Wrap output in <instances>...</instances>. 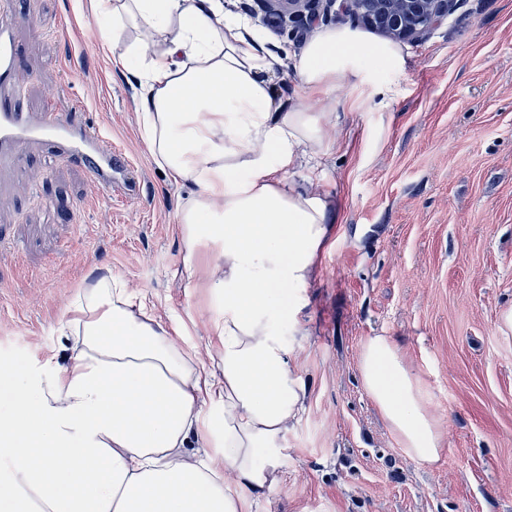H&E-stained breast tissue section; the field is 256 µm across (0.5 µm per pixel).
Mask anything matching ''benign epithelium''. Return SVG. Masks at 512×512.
<instances>
[{"label":"benign epithelium","instance_id":"obj_1","mask_svg":"<svg viewBox=\"0 0 512 512\" xmlns=\"http://www.w3.org/2000/svg\"><path fill=\"white\" fill-rule=\"evenodd\" d=\"M316 0H265L266 15L302 16ZM451 0H341L340 9L397 40L422 39L448 12Z\"/></svg>","mask_w":512,"mask_h":512}]
</instances>
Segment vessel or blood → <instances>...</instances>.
<instances>
[{"label":"vessel or blood","mask_w":512,"mask_h":512,"mask_svg":"<svg viewBox=\"0 0 512 512\" xmlns=\"http://www.w3.org/2000/svg\"><path fill=\"white\" fill-rule=\"evenodd\" d=\"M12 9L13 0H0V161L15 158L22 145L39 144L56 159L82 163L105 193L136 195V186L122 180L128 167L126 154L106 143L98 128L84 120L83 110L63 116L19 107L13 76L22 65V56L12 29L3 22Z\"/></svg>","instance_id":"1"}]
</instances>
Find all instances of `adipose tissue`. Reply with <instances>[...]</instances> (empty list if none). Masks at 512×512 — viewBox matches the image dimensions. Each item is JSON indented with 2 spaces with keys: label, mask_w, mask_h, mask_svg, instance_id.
I'll list each match as a JSON object with an SVG mask.
<instances>
[{
  "label": "adipose tissue",
  "mask_w": 512,
  "mask_h": 512,
  "mask_svg": "<svg viewBox=\"0 0 512 512\" xmlns=\"http://www.w3.org/2000/svg\"><path fill=\"white\" fill-rule=\"evenodd\" d=\"M94 2L107 20L98 48L140 87L143 144L191 189L181 277L204 278L216 343L185 349L151 295L118 276L77 292L65 361L0 360V512H248L283 481L278 442L305 409L275 325L306 306L332 234L339 204L319 172L339 118L282 103L281 59L223 0ZM405 65L393 43L325 28L293 69L302 96H327L344 83L384 89ZM359 372L406 455L438 462L439 423L401 349L368 337Z\"/></svg>",
  "instance_id": "1"
}]
</instances>
